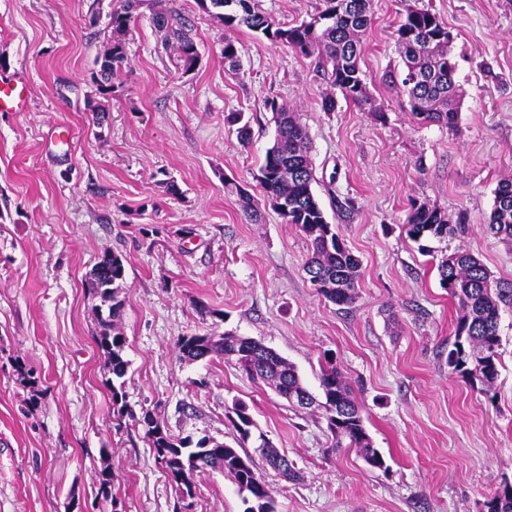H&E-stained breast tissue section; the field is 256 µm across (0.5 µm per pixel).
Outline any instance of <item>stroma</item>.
Listing matches in <instances>:
<instances>
[{"mask_svg":"<svg viewBox=\"0 0 512 512\" xmlns=\"http://www.w3.org/2000/svg\"><path fill=\"white\" fill-rule=\"evenodd\" d=\"M122 0H0V73L24 79L27 112H0V512H177V494L140 424L235 444V401L302 477L264 468L277 512H479L512 482V308L501 312L499 377L489 392L449 375L455 305L437 265L464 248L512 280V243L486 229L494 190L512 176V0H373L361 60L366 101L332 93L316 60L197 0L134 12L129 65L101 95L92 81ZM426 6L453 35L459 122H420L402 91L394 32ZM188 19L199 58L184 71L153 12ZM239 66L224 62V42ZM296 112L310 142L312 188L359 258L354 302L318 293L304 271L311 243L260 184L275 137L268 101ZM243 113L241 144L232 113ZM57 129L66 154L44 147ZM246 189L261 219L236 193ZM350 201L351 213L337 203ZM457 233L408 237L412 202ZM106 254L122 258L120 322L129 362L124 413L113 411L95 301L83 281ZM232 332L274 349L321 396L333 358L386 461L370 469L337 447L321 408L296 409L233 362L180 358L181 337ZM111 468L114 503L96 506ZM191 512H244L231 477L200 474Z\"/></svg>","mask_w":512,"mask_h":512,"instance_id":"obj_1","label":"stroma"}]
</instances>
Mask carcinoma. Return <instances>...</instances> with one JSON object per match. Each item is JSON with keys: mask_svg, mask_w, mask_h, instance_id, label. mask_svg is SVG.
Masks as SVG:
<instances>
[{"mask_svg": "<svg viewBox=\"0 0 512 512\" xmlns=\"http://www.w3.org/2000/svg\"><path fill=\"white\" fill-rule=\"evenodd\" d=\"M139 0H124V4L109 13L110 40L96 59L97 90L109 95L116 89V80L127 67L126 35L132 12ZM322 6L307 21L286 24L264 12L258 0H198L202 11L217 18L229 29L245 27L272 43L291 46L305 56L318 53L317 64L331 67L328 80L344 98L359 103L367 96L360 60L364 52L363 35L372 23V0H321ZM155 26L165 32V44L176 54L183 68L191 70L198 58V45L193 29L174 10L155 14ZM396 44L404 63L401 85L407 92L413 114L424 122L453 129L459 112L455 103V63L448 55V27L429 8L407 12L396 30ZM417 67L425 79L413 83L409 71ZM274 114L276 134L266 150L260 168L266 194L288 200V213L282 215L287 224H296L310 239L311 255L305 269L310 280L320 281L318 292L338 306L350 305L356 298L360 278V260L339 239L312 189L314 177L308 154V137L296 113L285 105L267 103ZM409 237L418 241L424 236L442 238L455 233L448 217L424 203H414L407 219ZM489 230L506 241L512 240V178L500 180L495 189ZM98 273L87 283L89 294L99 300L96 343L103 352L112 379L108 385L112 405L117 413L126 407L125 376L129 361L125 359L126 338L120 328L125 307L121 297L124 264L116 255L106 256L97 263ZM440 285L457 300L455 341L448 349V372L465 379L471 385L491 386L498 378L501 309L512 307V282L493 278L488 268L466 249H458L438 264ZM112 281L110 303L100 300L99 285ZM180 356L188 361L219 357L235 362L253 380L272 388L288 403L299 396L314 398L303 385L295 367L263 343L230 333L204 334L181 338ZM328 426L336 435V446L348 441V446L361 450L372 469L386 467L382 454L372 447L361 411L351 397V391L333 361H326L321 375ZM231 419L238 434V444L248 442L256 427L250 408L243 402L233 408ZM146 436L155 459L176 484L180 496L194 497L196 476L207 469L230 476L246 505L244 512H277V491L265 481L255 458L247 450H238L216 438H211L206 458L194 460L200 443L179 437L154 424L145 414ZM266 465L288 479L297 471L284 468L277 459L285 458L278 449L267 448L260 454ZM98 495L105 501L113 499L112 471L105 467L98 478ZM480 512H512V483L505 481L486 496Z\"/></svg>", "mask_w": 512, "mask_h": 512, "instance_id": "cac0c4a2", "label": "carcinoma"}]
</instances>
